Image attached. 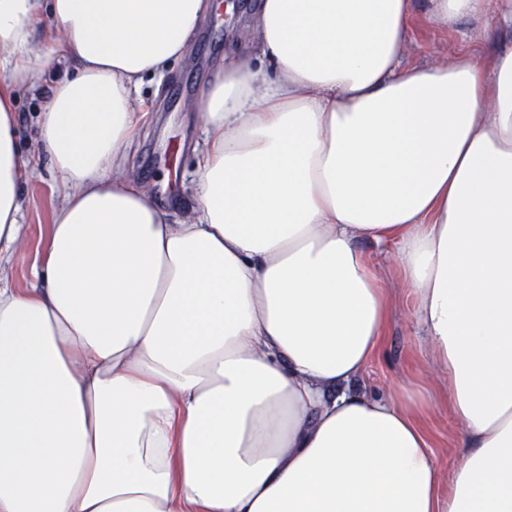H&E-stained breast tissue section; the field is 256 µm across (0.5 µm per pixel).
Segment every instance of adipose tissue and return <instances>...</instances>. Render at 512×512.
<instances>
[{
    "mask_svg": "<svg viewBox=\"0 0 512 512\" xmlns=\"http://www.w3.org/2000/svg\"><path fill=\"white\" fill-rule=\"evenodd\" d=\"M414 7L260 0L175 223L112 166L207 0H0V250L25 236L14 90L78 63L41 114L50 245L0 287V512H512V45L403 65ZM428 7L512 25V0ZM362 238L395 245L448 371L447 484L427 404L352 385L389 313Z\"/></svg>",
    "mask_w": 512,
    "mask_h": 512,
    "instance_id": "1",
    "label": "adipose tissue"
}]
</instances>
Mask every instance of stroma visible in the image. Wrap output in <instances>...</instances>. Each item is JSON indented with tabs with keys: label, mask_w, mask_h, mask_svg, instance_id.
I'll return each mask as SVG.
<instances>
[{
	"label": "stroma",
	"mask_w": 512,
	"mask_h": 512,
	"mask_svg": "<svg viewBox=\"0 0 512 512\" xmlns=\"http://www.w3.org/2000/svg\"><path fill=\"white\" fill-rule=\"evenodd\" d=\"M212 8L195 32L186 54L161 75L144 78L137 97L147 115L136 141L120 153L114 170L144 187L170 217L189 220L195 208L196 150L204 145V96L222 75L224 51L234 43L254 45L253 18L259 0H211ZM512 40V30L493 17L464 18L449 28L430 23L427 0H416L403 64L432 66L453 62L468 52L486 60L498 44ZM44 85L18 88L19 157L27 171L20 201L26 228L24 243L0 252V286L18 291L30 286L29 268L50 241L60 204L59 179L38 161L43 154L40 112ZM179 152L174 166L164 157L168 145ZM360 249L378 271L389 296L390 311L380 352L357 380L375 395L405 392L425 400V425L440 469L459 458L457 424L448 413V374L433 365L412 315V297L401 276L394 246L364 239Z\"/></svg>",
	"instance_id": "1"
}]
</instances>
